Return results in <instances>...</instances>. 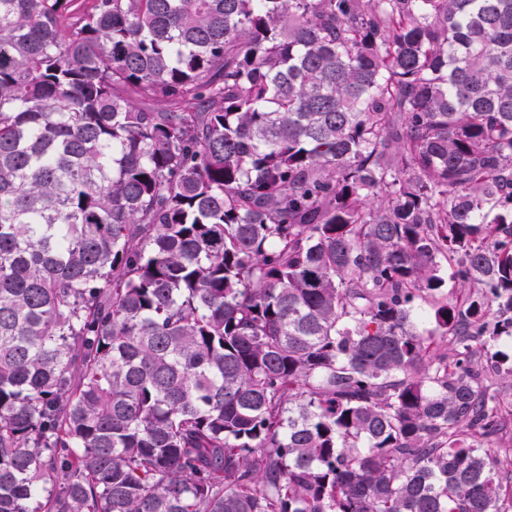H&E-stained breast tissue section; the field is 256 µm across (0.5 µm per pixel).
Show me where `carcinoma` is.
<instances>
[{
  "label": "carcinoma",
  "mask_w": 512,
  "mask_h": 512,
  "mask_svg": "<svg viewBox=\"0 0 512 512\" xmlns=\"http://www.w3.org/2000/svg\"><path fill=\"white\" fill-rule=\"evenodd\" d=\"M76 2L0 0V512H512V0Z\"/></svg>",
  "instance_id": "carcinoma-1"
}]
</instances>
